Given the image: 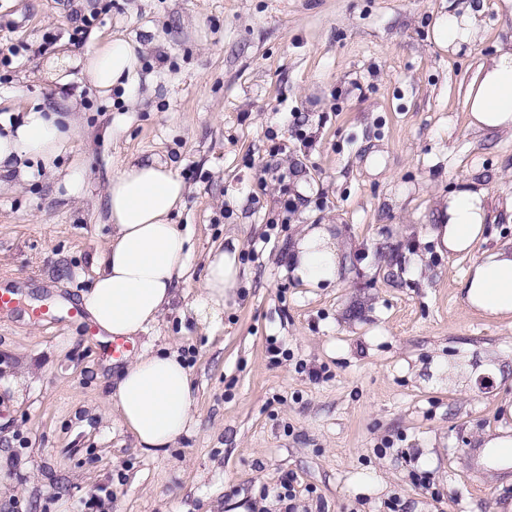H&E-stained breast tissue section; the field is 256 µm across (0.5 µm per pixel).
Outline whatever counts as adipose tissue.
I'll return each mask as SVG.
<instances>
[{
	"label": "adipose tissue",
	"mask_w": 512,
	"mask_h": 512,
	"mask_svg": "<svg viewBox=\"0 0 512 512\" xmlns=\"http://www.w3.org/2000/svg\"><path fill=\"white\" fill-rule=\"evenodd\" d=\"M140 43L120 34L94 38L79 58L61 55L47 67V80L63 85L78 65L99 96L130 90L139 81ZM469 124L485 132H512V48L478 64L464 93ZM78 99L63 112L30 106L22 118L0 114V176L29 182L41 175L61 177L77 190V169L58 161L71 153L80 133ZM184 182L165 164L129 162L105 186L112 234L94 258L91 288L82 294L92 322L112 337L148 333L178 300L176 284L184 274L190 248L172 222L185 199ZM490 211L485 187L472 184L449 193L440 206L434 235L451 253L470 251L483 236ZM239 242L208 258L206 276L188 309L203 324L220 322L239 276ZM290 275L316 284L336 278V242L324 227H304L292 246ZM464 301L481 315L512 316V245L487 252L469 269ZM118 425L133 436L139 450L156 455L170 448L191 419V372L177 353L144 348L118 373L110 395Z\"/></svg>",
	"instance_id": "obj_1"
}]
</instances>
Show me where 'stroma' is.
Wrapping results in <instances>:
<instances>
[{"label":"stroma","instance_id":"obj_1","mask_svg":"<svg viewBox=\"0 0 512 512\" xmlns=\"http://www.w3.org/2000/svg\"><path fill=\"white\" fill-rule=\"evenodd\" d=\"M94 0H0V99L80 97L78 194L55 179L0 187V512H499L512 467L480 461L512 431V319L467 310L462 283L512 241V133L470 127L478 60L512 43L503 0H112L99 33L144 45L138 101L101 98L80 68L49 87L53 54ZM480 11L451 49L436 24ZM301 114L294 124L293 114ZM169 163L188 186L177 285L191 302L207 254L240 243V282L215 328L166 314L129 342L176 351L193 414L166 454L112 419L124 367L88 315L70 317L112 232L104 188L123 164ZM481 183L496 210L467 253L439 247L438 204ZM292 197L291 215L281 212ZM331 225L336 279L286 275L303 226ZM280 356H272L270 346ZM427 478L415 483L413 473Z\"/></svg>","mask_w":512,"mask_h":512}]
</instances>
